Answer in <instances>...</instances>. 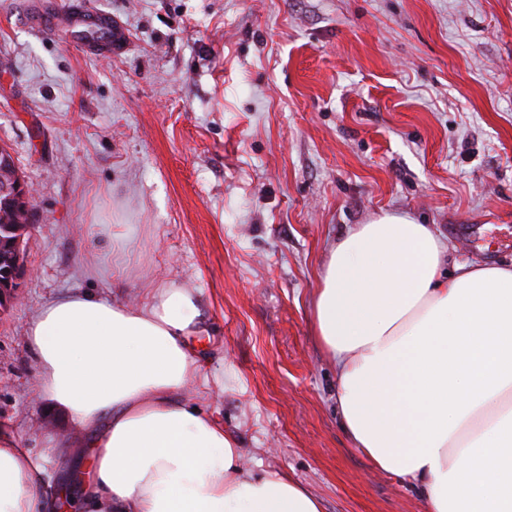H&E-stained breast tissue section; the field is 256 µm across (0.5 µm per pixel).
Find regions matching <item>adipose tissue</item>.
Masks as SVG:
<instances>
[{
  "label": "adipose tissue",
  "mask_w": 512,
  "mask_h": 512,
  "mask_svg": "<svg viewBox=\"0 0 512 512\" xmlns=\"http://www.w3.org/2000/svg\"><path fill=\"white\" fill-rule=\"evenodd\" d=\"M406 213L333 243L313 304L353 448L408 479L426 512H512V266L455 263ZM195 289L130 306L71 291L27 328L38 397L81 436L82 512H323L288 476L255 474L183 395L201 375ZM40 460L0 435V512H46Z\"/></svg>",
  "instance_id": "adipose-tissue-1"
}]
</instances>
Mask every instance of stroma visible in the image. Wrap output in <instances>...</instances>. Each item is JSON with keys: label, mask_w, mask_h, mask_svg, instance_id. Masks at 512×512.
Here are the masks:
<instances>
[{"label": "stroma", "mask_w": 512, "mask_h": 512, "mask_svg": "<svg viewBox=\"0 0 512 512\" xmlns=\"http://www.w3.org/2000/svg\"><path fill=\"white\" fill-rule=\"evenodd\" d=\"M59 2L114 37L81 48L35 30L34 0H0V145L34 189L21 300L0 316V431L67 476L80 440L37 398L28 324L69 291L136 305L176 283L204 325L207 380L186 395L246 468L324 512H425L344 434L316 274L383 211L433 225L450 261L512 263V0Z\"/></svg>", "instance_id": "stroma-1"}]
</instances>
